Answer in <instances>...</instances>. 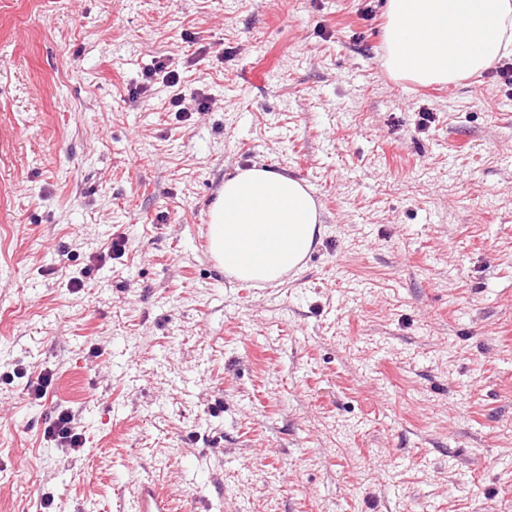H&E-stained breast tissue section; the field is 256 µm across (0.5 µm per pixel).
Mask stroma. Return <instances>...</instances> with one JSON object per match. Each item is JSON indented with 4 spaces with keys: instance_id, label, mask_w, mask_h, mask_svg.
Listing matches in <instances>:
<instances>
[{
    "instance_id": "obj_1",
    "label": "stroma",
    "mask_w": 512,
    "mask_h": 512,
    "mask_svg": "<svg viewBox=\"0 0 512 512\" xmlns=\"http://www.w3.org/2000/svg\"><path fill=\"white\" fill-rule=\"evenodd\" d=\"M386 2L0 0V512L144 478L182 512H512V91L394 77ZM162 55L209 111L135 95ZM256 163L324 227L276 288L207 251ZM44 435L58 447L73 452L80 451L86 444L84 434L74 425L73 417L68 409L57 412L55 418L45 429Z\"/></svg>"
}]
</instances>
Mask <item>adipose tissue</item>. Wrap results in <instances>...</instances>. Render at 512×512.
I'll list each match as a JSON object with an SVG mask.
<instances>
[{"mask_svg": "<svg viewBox=\"0 0 512 512\" xmlns=\"http://www.w3.org/2000/svg\"><path fill=\"white\" fill-rule=\"evenodd\" d=\"M387 69L429 85L512 55V0H387ZM323 232L307 187L261 164L236 169L209 209L208 253L226 276L276 287Z\"/></svg>", "mask_w": 512, "mask_h": 512, "instance_id": "1", "label": "adipose tissue"}]
</instances>
